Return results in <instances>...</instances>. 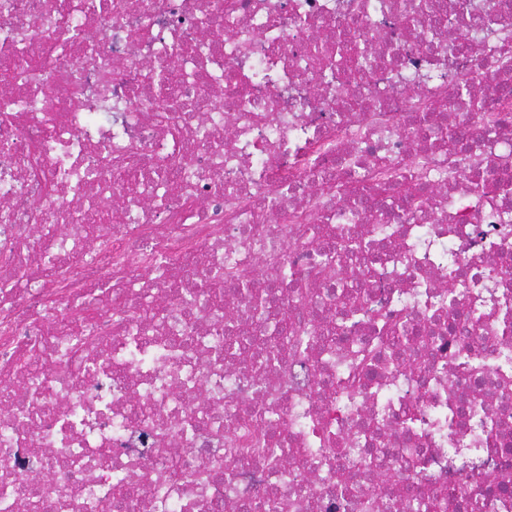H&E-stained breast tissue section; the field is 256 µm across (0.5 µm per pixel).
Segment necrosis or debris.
I'll return each mask as SVG.
<instances>
[{"label":"necrosis or debris","instance_id":"1","mask_svg":"<svg viewBox=\"0 0 512 512\" xmlns=\"http://www.w3.org/2000/svg\"><path fill=\"white\" fill-rule=\"evenodd\" d=\"M506 46L512 0H0V72L32 61L0 81V279L21 277L0 289V512H36L17 494L46 470L49 512H512L482 479L512 476ZM148 61L187 106L173 127L131 94ZM386 171L426 205L388 204ZM322 224L357 312L318 274ZM232 274L275 301L217 299Z\"/></svg>","mask_w":512,"mask_h":512}]
</instances>
